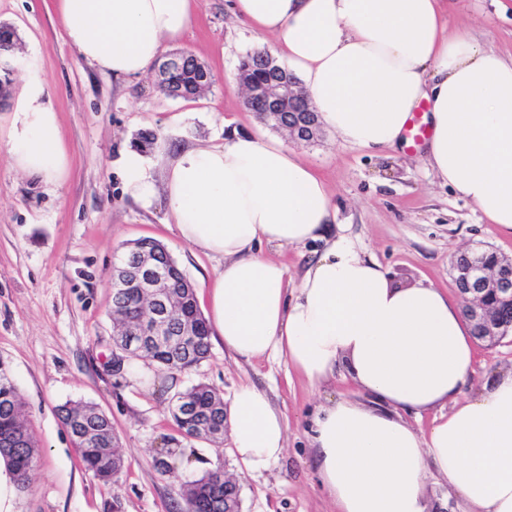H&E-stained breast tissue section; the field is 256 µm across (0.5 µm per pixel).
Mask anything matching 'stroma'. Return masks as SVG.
I'll return each mask as SVG.
<instances>
[{
    "instance_id": "stroma-1",
    "label": "stroma",
    "mask_w": 512,
    "mask_h": 512,
    "mask_svg": "<svg viewBox=\"0 0 512 512\" xmlns=\"http://www.w3.org/2000/svg\"><path fill=\"white\" fill-rule=\"evenodd\" d=\"M230 3L197 0L195 20L176 47L203 61L215 82L202 97L172 99L158 90L156 70L121 80L84 61L64 38L54 0H0V24L14 27L20 43L10 60L8 94L0 98V135L8 134L24 79L35 69L70 153L69 175L56 187L15 170L0 150V362L27 403L41 452L25 490L0 466L5 512H183V501L154 467L158 457L188 480L222 468L241 488L242 512H336L318 477L309 427L328 400L360 398L344 372L314 388L279 357L248 362L217 340L187 374H170L144 358L131 361L120 378L106 367L114 348L112 267L128 246L142 238L160 242L196 290L214 276L216 260L183 243L160 205L146 208L125 194L120 159L125 149L139 148L143 134H157L160 146L145 157L159 180L179 148L223 142L229 128L261 129L228 80L240 57L259 46ZM448 30L469 31L486 46L511 52L512 0H448ZM297 149L329 183L337 223L395 285L426 280L454 301L457 249L512 257V238L430 175L419 149L372 152L326 131ZM511 369L512 336L479 344L472 390ZM200 382L228 401L246 384L267 392L288 423L283 457L249 474L231 441L217 446L183 438L169 402ZM69 401L94 403L111 418L124 462L116 483H103L80 465L58 417Z\"/></svg>"
}]
</instances>
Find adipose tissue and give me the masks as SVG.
Returning <instances> with one entry per match:
<instances>
[{
    "mask_svg": "<svg viewBox=\"0 0 512 512\" xmlns=\"http://www.w3.org/2000/svg\"><path fill=\"white\" fill-rule=\"evenodd\" d=\"M446 0H233V14L273 40L327 127L369 151L404 141L425 106L427 169L512 236V54L449 33ZM80 56L134 78L192 25L196 0H57ZM30 74L9 133L11 165L59 186L69 173L58 114ZM124 188L162 202L179 238L220 267L207 317L235 357L284 358L310 386L345 371L367 402L319 406L312 446L336 512H429V478L464 512H512V371L466 396L477 341L431 283L393 285L380 264L335 235L326 182L278 137L229 133L179 149L155 184L144 155L121 158ZM325 248L299 283L262 246ZM433 413L427 428L404 416ZM245 471L280 460L287 424L266 392L237 389L228 409Z\"/></svg>",
    "mask_w": 512,
    "mask_h": 512,
    "instance_id": "obj_1",
    "label": "adipose tissue"
}]
</instances>
